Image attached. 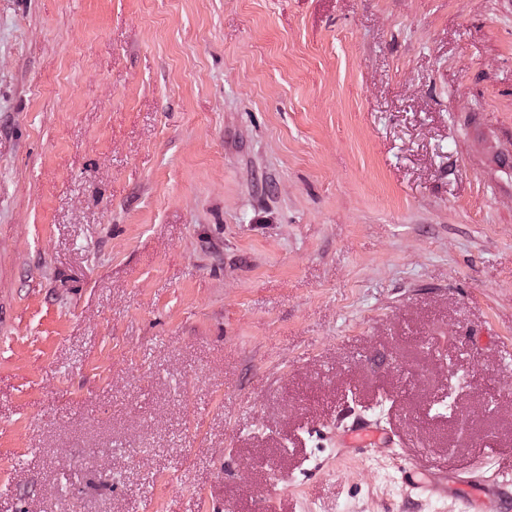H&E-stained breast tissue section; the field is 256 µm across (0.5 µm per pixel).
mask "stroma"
<instances>
[{
  "mask_svg": "<svg viewBox=\"0 0 512 512\" xmlns=\"http://www.w3.org/2000/svg\"><path fill=\"white\" fill-rule=\"evenodd\" d=\"M499 457L512 0H0V512H461L404 467ZM350 430L352 431L350 447L363 448V444L367 441L386 440V436L379 427L370 421L365 420L354 423Z\"/></svg>",
  "mask_w": 512,
  "mask_h": 512,
  "instance_id": "35a3bbf8",
  "label": "stroma"
}]
</instances>
